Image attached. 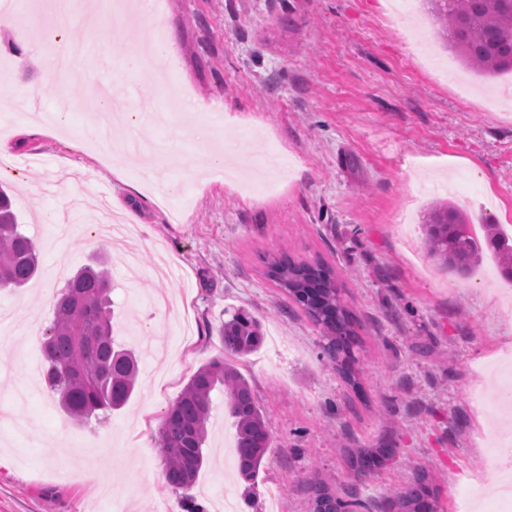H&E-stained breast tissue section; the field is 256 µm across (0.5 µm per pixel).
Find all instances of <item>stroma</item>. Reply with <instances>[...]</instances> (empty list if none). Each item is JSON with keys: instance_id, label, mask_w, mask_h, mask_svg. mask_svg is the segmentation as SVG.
<instances>
[{"instance_id": "obj_1", "label": "stroma", "mask_w": 512, "mask_h": 512, "mask_svg": "<svg viewBox=\"0 0 512 512\" xmlns=\"http://www.w3.org/2000/svg\"><path fill=\"white\" fill-rule=\"evenodd\" d=\"M94 28L74 13L69 29L41 21L0 27V80L36 85L39 105L76 103L58 135L24 108L0 110V186L41 257L28 287L0 290V512H186L167 486L158 445L162 416L194 372L224 355L226 313L256 318L262 346L235 359L268 420L272 446L252 502L230 467L232 435L224 396L215 394L206 461L192 489L204 512H311L312 489L358 498L361 512H388L419 470L434 480L441 512L458 489L491 484L490 460L512 413L497 408L498 366L512 353V309L495 282L449 275L427 254L421 226L436 200L427 186L464 171L477 183L472 223L512 225V73L488 79L465 67L428 10L415 25L391 16L388 0H168L159 25L97 0ZM158 44L166 76L123 65L115 22ZM87 52L67 83L52 64L70 41ZM112 86L114 108L137 96L141 113L179 98L175 127L144 123L143 146L112 161L89 153L98 124L94 91ZM185 135L178 152L166 143ZM234 152L247 181L277 177L276 199L239 195L236 184L202 171L205 156ZM91 182H83L84 174ZM109 189V204L133 215L126 256L109 255L114 336L139 360L128 403L106 420L70 421L38 375L53 292L99 251L84 229L95 215L74 202ZM322 257L344 284L362 346L359 388L326 354L304 310L263 275L280 250ZM389 449L371 471L352 454Z\"/></svg>"}]
</instances>
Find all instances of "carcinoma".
I'll list each match as a JSON object with an SVG mask.
<instances>
[{
	"mask_svg": "<svg viewBox=\"0 0 512 512\" xmlns=\"http://www.w3.org/2000/svg\"><path fill=\"white\" fill-rule=\"evenodd\" d=\"M451 47L464 65L484 76L512 72V0H425ZM483 238L472 234L468 214L450 202L437 201L427 212L423 230L430 255L446 273L471 275L488 247L503 256L512 279V236L502 225H482ZM37 246L21 231L8 193L0 189V289L21 288L36 275ZM266 275L309 315L328 339L332 363L352 386L358 345L350 312L332 267L319 259L297 262L283 252L269 259ZM112 278L99 265L81 269L57 294L53 319L41 345L43 378L61 410L76 422L104 420L131 398L138 380V360L115 343L112 326ZM225 351L247 355L261 343L255 321L242 313L224 322ZM224 392V406L233 420L236 471L248 488L256 486L271 448L268 421L248 380L226 360L201 365L166 411L158 431L166 483L189 490L201 470L203 445L212 415V394ZM342 501L319 485L313 490L314 512H342ZM393 512H440L430 475L396 493Z\"/></svg>",
	"mask_w": 512,
	"mask_h": 512,
	"instance_id": "cac0c4a2",
	"label": "carcinoma"
}]
</instances>
